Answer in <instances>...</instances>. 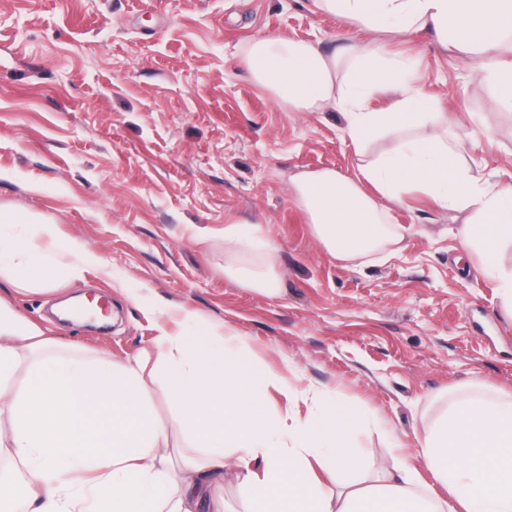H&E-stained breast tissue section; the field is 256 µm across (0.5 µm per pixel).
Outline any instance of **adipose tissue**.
<instances>
[{"label":"adipose tissue","mask_w":512,"mask_h":512,"mask_svg":"<svg viewBox=\"0 0 512 512\" xmlns=\"http://www.w3.org/2000/svg\"><path fill=\"white\" fill-rule=\"evenodd\" d=\"M325 13L357 27L361 40L333 51L273 33L253 40L246 59L253 78L292 112H340L347 134L363 147L382 131L424 128L422 137L361 162L357 176L334 168L299 172L290 195L328 256L350 266L401 243L410 229L391 209L413 193L466 214L458 229L467 254L479 255L512 314V267L499 247L512 241V182L490 181L470 155L469 136L454 115L431 111L417 78L391 60L376 38L430 31L460 52L512 109V0H314ZM350 73L337 77L342 61ZM394 80L395 102L371 101ZM456 127L454 138L439 134ZM0 220V284L17 291H52L56 269L44 246L14 239ZM276 242L252 224L224 226L225 275L271 297L277 292ZM185 328L158 325L136 355L101 360L57 352L48 327L0 295V435L24 483L23 512H512V399L485 395L479 381L415 434L416 454L435 481L454 495L428 492L415 466L399 480L331 495L336 473L348 469L345 434L360 412L343 405L300 414L312 386L281 374L266 387L285 399L284 414L266 413V395L237 348L245 339L205 315L176 309ZM30 379L14 384L20 366ZM177 410L155 413L159 396ZM234 469L237 500L224 502V471Z\"/></svg>","instance_id":"1"}]
</instances>
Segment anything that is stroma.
Wrapping results in <instances>:
<instances>
[{
	"label": "stroma",
	"instance_id": "obj_1",
	"mask_svg": "<svg viewBox=\"0 0 512 512\" xmlns=\"http://www.w3.org/2000/svg\"><path fill=\"white\" fill-rule=\"evenodd\" d=\"M279 33L330 47L351 34L313 0H0V211L14 236L59 243L54 291L17 304L62 347L135 354L157 311L182 305L245 336L257 375L295 371L371 423L348 437L340 489L399 475L391 436L414 429L472 379L512 396V318L457 237L463 216L414 193L397 251L346 267L327 256L288 177L356 176L340 112H291L255 83L252 40ZM413 59L436 111L455 113L470 153L512 176V110L429 31L381 33ZM258 224L278 245L280 292L224 274V226ZM91 249L100 268L72 279Z\"/></svg>",
	"mask_w": 512,
	"mask_h": 512
}]
</instances>
